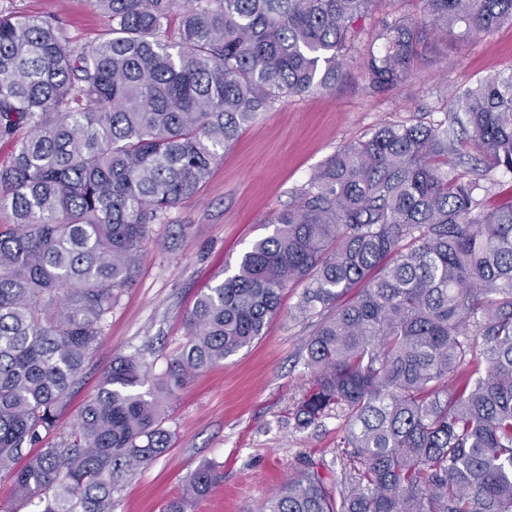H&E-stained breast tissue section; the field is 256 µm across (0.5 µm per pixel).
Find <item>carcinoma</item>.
Here are the masks:
<instances>
[{
	"mask_svg": "<svg viewBox=\"0 0 512 512\" xmlns=\"http://www.w3.org/2000/svg\"><path fill=\"white\" fill-rule=\"evenodd\" d=\"M375 0H94L80 45L51 17L0 5V473L40 512H113L171 433L139 352L103 372L71 432L42 447L140 271L150 226L194 195L239 129L279 99L331 90ZM383 21L368 89L409 77L424 33L512 22V0H422ZM471 129L487 171L512 172V70L457 94L450 125H392L318 167L270 235L203 289L166 370L182 387L263 334L281 291L310 385L305 430L342 421L349 472L307 457L264 512H512V201L458 171ZM220 480L202 466L166 512Z\"/></svg>",
	"mask_w": 512,
	"mask_h": 512,
	"instance_id": "cac0c4a2",
	"label": "carcinoma"
}]
</instances>
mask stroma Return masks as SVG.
Instances as JSON below:
<instances>
[{
    "instance_id": "35a3bbf8",
    "label": "stroma",
    "mask_w": 512,
    "mask_h": 512,
    "mask_svg": "<svg viewBox=\"0 0 512 512\" xmlns=\"http://www.w3.org/2000/svg\"><path fill=\"white\" fill-rule=\"evenodd\" d=\"M9 7L57 18L71 40L85 44L106 27L93 0H7ZM422 17L420 0H376L359 26L363 38L349 50L336 87L282 98L246 124L214 165L208 183L173 209L167 223L152 225L136 281L125 288L108 317L103 343L86 377L56 421L54 436L68 434L96 391L102 373L119 355L144 353L150 383L186 343L184 315L200 289L214 284L255 240L272 233L275 213L334 152L389 125L449 124L455 92L512 70V22L462 39L432 35L412 76L396 88L369 93L357 61L367 35L386 18ZM299 291L286 289L263 336L238 354L161 392L168 451L125 482L114 512H164L184 481L209 463L221 480L192 506L193 512H261L304 457L334 456L340 420L295 430L289 414L308 387L301 347L310 327L290 312Z\"/></svg>"
}]
</instances>
